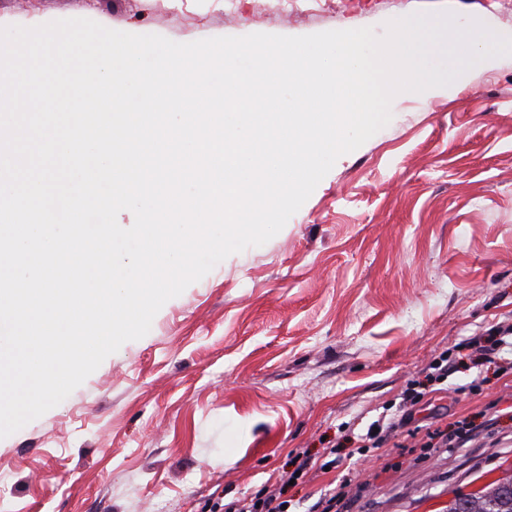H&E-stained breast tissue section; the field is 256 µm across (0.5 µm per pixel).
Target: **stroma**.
<instances>
[{
    "instance_id": "stroma-1",
    "label": "stroma",
    "mask_w": 512,
    "mask_h": 512,
    "mask_svg": "<svg viewBox=\"0 0 512 512\" xmlns=\"http://www.w3.org/2000/svg\"><path fill=\"white\" fill-rule=\"evenodd\" d=\"M453 11L512 36V0H0V27L87 18L177 43L369 27ZM392 119L341 156L267 243L167 301L147 335L0 439V512H209L343 423L365 430L441 352L512 322V56L398 93ZM419 424L474 417L463 448L385 447L309 472L301 512L346 485L349 512H446L512 475V375L482 372Z\"/></svg>"
}]
</instances>
